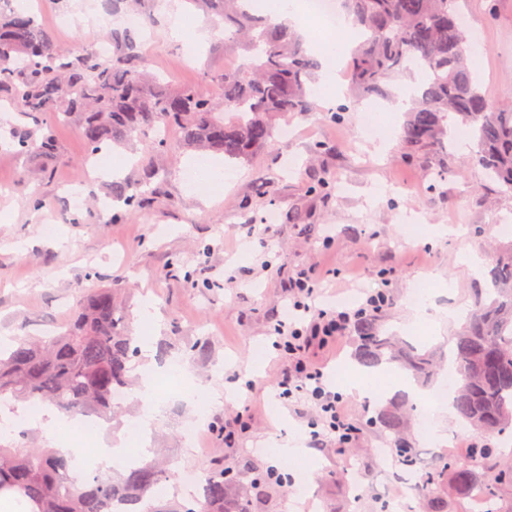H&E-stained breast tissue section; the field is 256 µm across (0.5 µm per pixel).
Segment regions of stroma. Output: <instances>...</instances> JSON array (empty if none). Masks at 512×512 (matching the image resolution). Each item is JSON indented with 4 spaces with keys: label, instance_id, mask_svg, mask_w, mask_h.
<instances>
[{
    "label": "stroma",
    "instance_id": "1",
    "mask_svg": "<svg viewBox=\"0 0 512 512\" xmlns=\"http://www.w3.org/2000/svg\"><path fill=\"white\" fill-rule=\"evenodd\" d=\"M42 22L64 48L97 47L108 27L103 0H33ZM462 11L480 33L483 91L512 105V0H462ZM140 26L142 53L154 73L178 85L213 95L215 78L231 51L223 27L207 26L187 0H152ZM180 14L204 42L192 46L170 36L172 14ZM418 71L393 72L384 92L359 100L339 96L330 106L289 119L292 137L276 140L251 161L215 157L223 177L198 188L192 152H171L166 181L152 205L120 224L88 206L69 207L65 188L83 167L84 145L69 125L54 122L62 157L51 178L19 186L22 159L0 144V336L40 335L65 330L77 286H113L126 291V311L137 335L146 337L156 363L180 359L190 379L174 378L155 389L160 410L151 425L153 447L165 449L175 471L205 474L241 469L245 463L273 465L262 452L273 439L307 433L305 411L277 399L275 383L288 361L274 349L270 326L288 316V280L312 264L338 270L323 283L320 305L354 309L361 291L390 280L391 303L380 328L423 349L447 350L456 328L415 318L407 296L433 285L436 306L468 312L478 276L462 253L488 256L505 242L498 226L512 221V195L465 165V152L449 140L414 154L401 138L404 113L392 111L397 92L418 86ZM373 112L380 132L365 135L364 112ZM51 200L38 210L33 198ZM419 238L405 245L406 225ZM459 225L463 234L437 236L436 225ZM279 255L263 269L265 251ZM159 325L151 332L143 317ZM396 365L365 396L345 394L356 422L370 406L407 385ZM239 399L228 402L224 388ZM247 416L236 443L224 441V426ZM199 419L196 449H187L185 424ZM318 472L312 486L289 485L254 507V512H377L375 494L392 484L371 457L336 449L313 452Z\"/></svg>",
    "mask_w": 512,
    "mask_h": 512
}]
</instances>
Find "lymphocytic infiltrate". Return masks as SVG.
Returning a JSON list of instances; mask_svg holds the SVG:
<instances>
[{"mask_svg":"<svg viewBox=\"0 0 512 512\" xmlns=\"http://www.w3.org/2000/svg\"><path fill=\"white\" fill-rule=\"evenodd\" d=\"M322 280L319 271L310 266L297 271L289 282L288 297L296 316L277 320L272 327L274 346L288 360V370L276 388L279 397L292 406L308 405L313 447L342 451L358 440L360 429L347 414L342 395L327 385L311 353L340 342L360 315L380 312L382 290L390 282L382 280L380 290L369 293L357 310L338 311L316 308Z\"/></svg>","mask_w":512,"mask_h":512,"instance_id":"obj_1","label":"lymphocytic infiltrate"}]
</instances>
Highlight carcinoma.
I'll list each match as a JSON object with an SVG mask.
<instances>
[{
	"instance_id": "carcinoma-1",
	"label": "carcinoma",
	"mask_w": 512,
	"mask_h": 512,
	"mask_svg": "<svg viewBox=\"0 0 512 512\" xmlns=\"http://www.w3.org/2000/svg\"><path fill=\"white\" fill-rule=\"evenodd\" d=\"M147 0H107L112 14L144 7ZM206 20L224 24L233 49L244 50L248 66L216 77L215 97L193 86H178L150 72L137 29L108 33L112 52L65 51L53 31L32 10L0 3V103L20 121L9 126L14 153L24 160L19 183L51 177L61 156L52 113L72 125L92 159L112 144L143 137L146 159L134 164L136 177L114 179L111 197L124 209L122 221L150 205L165 177L167 140L153 137L163 127L178 133L176 146L248 161L272 144L291 114L316 109L312 84L319 62L291 28L252 12L251 0H188ZM460 0H346L359 42L350 60V90L356 97L382 93V82L403 65L421 69L422 83L402 127L415 152L443 142L456 123L470 128L476 151L469 164L512 194V111L492 103L472 71L467 55ZM355 356L367 367L393 363L421 387L437 375L434 354L421 352L398 336L379 334L377 318L360 320ZM138 337L116 290L82 288L65 331L56 336H15L0 349V398L35 399L68 416L108 417L121 404L115 392L130 385ZM448 368L456 374L451 406L478 436H505L512 428V247L493 258L485 286L475 289L472 309L448 348ZM409 398L393 396L367 425L387 440L391 457L413 477L423 512H448V498L478 492L499 503L512 496V453L474 442L460 458L438 457L422 464L407 436ZM71 455L62 448H25L0 443V494L19 495L27 512H110L112 499L143 504L141 512H252L253 495L283 483L273 469L203 475V495L173 506L154 504L155 489L175 477L157 461L129 469L116 481L93 477L72 485Z\"/></svg>"
}]
</instances>
